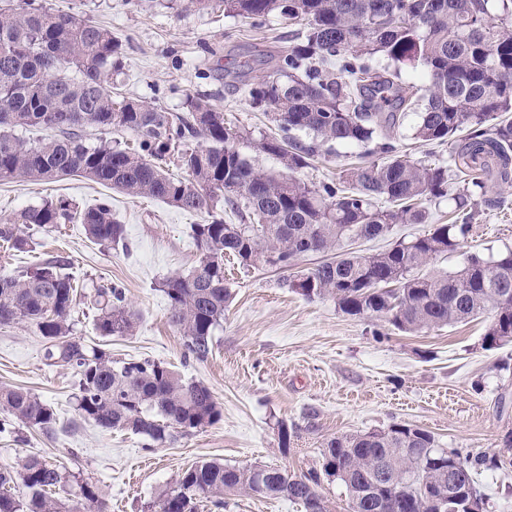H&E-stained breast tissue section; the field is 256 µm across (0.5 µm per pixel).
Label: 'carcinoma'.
Listing matches in <instances>:
<instances>
[{
  "label": "carcinoma",
  "instance_id": "cac0c4a2",
  "mask_svg": "<svg viewBox=\"0 0 512 512\" xmlns=\"http://www.w3.org/2000/svg\"><path fill=\"white\" fill-rule=\"evenodd\" d=\"M224 15L259 20L276 14L301 23L300 41L282 63L252 82L253 105L283 132L263 138L257 151L276 157L273 174L241 155L244 133L224 121L209 100L192 98L188 114L174 116L139 100L112 94V70L121 40L112 30L76 13L35 0H0V182H42L79 176L128 196L162 200L201 216L192 236L201 251L188 274L168 277L161 291L170 322L197 361L210 353L214 329L224 321L231 293L224 258L254 268L290 271L288 287L307 299L330 297L352 316L385 318L416 334L487 316L483 341L512 343V249L495 260L467 256L455 272L422 274L433 258L454 251L472 227V197L487 196L488 182L512 174V0H222ZM383 58L387 66L369 61ZM431 76L424 88L400 80L404 65ZM422 106L414 138L453 145L454 158L479 168L455 197L462 222L434 224L429 232L364 255L345 248L358 237L386 236L395 224H428L425 202L448 195V169L426 164L387 142L405 111ZM87 127L123 129L135 145L84 141ZM54 132L36 141L17 130ZM467 131L462 140L455 139ZM297 132L312 136L301 142ZM199 140L190 148L187 143ZM380 159L341 171L338 180L310 185L297 177L322 147L369 146ZM177 154L184 176L163 167ZM237 222H225L224 211ZM79 222L100 246L124 239L123 225L103 200L84 209L66 199L29 207L0 225V240L24 244L19 226L51 228ZM336 256L304 269L299 259ZM75 286L61 263L47 261L19 276H0V325L30 324L47 344L46 358L79 375L78 414L104 430H126L163 445L177 433L212 426L221 408L203 383L151 359L120 361L73 333ZM95 327L104 338L133 334L138 317L122 289L94 288ZM0 413L27 428L49 431L51 407L33 392L0 387ZM467 496L484 502L474 473L504 470L498 454L461 456L439 446L428 431L408 425L346 434L328 441L322 474L296 475L266 465L227 466L199 461L147 503L148 512H196L206 500L220 509L224 495L245 493L309 505L320 476L334 478L348 496L349 512H438L428 498L448 493V466ZM377 493L355 500L352 489ZM67 481L60 468L36 455L20 468L0 467V512H104L95 487L82 485L70 502L54 497ZM27 490L18 496V487Z\"/></svg>",
  "mask_w": 512,
  "mask_h": 512
}]
</instances>
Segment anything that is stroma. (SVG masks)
Listing matches in <instances>:
<instances>
[{"mask_svg": "<svg viewBox=\"0 0 512 512\" xmlns=\"http://www.w3.org/2000/svg\"><path fill=\"white\" fill-rule=\"evenodd\" d=\"M181 2L43 0L90 16L121 39L119 92L173 114L186 111L188 98L210 99L227 122L242 129L241 154L265 171L279 172L275 157L254 148L259 139L277 134V127L228 74L269 73L283 50L296 44L292 27L276 16L254 21L185 11ZM417 121V112L408 111L393 141L413 158L447 167V197L427 204L431 224H444L464 177L450 145L414 139ZM365 158L361 146L337 145L299 176L308 183H330L341 169ZM498 197L496 205L473 206L469 234L456 251L433 260L431 270L451 272L469 254L490 258L512 249V184L500 185ZM59 198L84 208L109 200L124 228L123 242L97 245L80 224L33 226L24 248L0 241V275L18 276L34 265L60 261L76 286L75 335L104 345L116 360L149 358L170 365L206 384L222 410L218 423L163 445L141 434L103 430L76 410L75 369L50 364L30 325H0V386L29 389L57 416L47 432L9 424L0 433V466L18 465L31 454L44 457L71 476L58 490L59 499L74 498L87 482L96 487L105 512H142L160 488L201 460L300 474L320 468L331 438L397 424L427 430L442 447L464 455H491L512 429V344L486 348L485 319L406 334L379 317L347 315L332 299L304 298L288 288L285 271L245 268L229 260L224 268L232 298L208 358L198 361L186 355L159 284L198 264L201 254L191 227L199 215L73 176L40 184L0 183V219ZM107 281L124 289L139 316L133 335L109 341L96 331L95 311L87 304L94 286ZM281 421L295 431L286 452L278 446ZM474 480L487 512H512V469H483Z\"/></svg>", "mask_w": 512, "mask_h": 512, "instance_id": "35a3bbf8", "label": "stroma"}]
</instances>
